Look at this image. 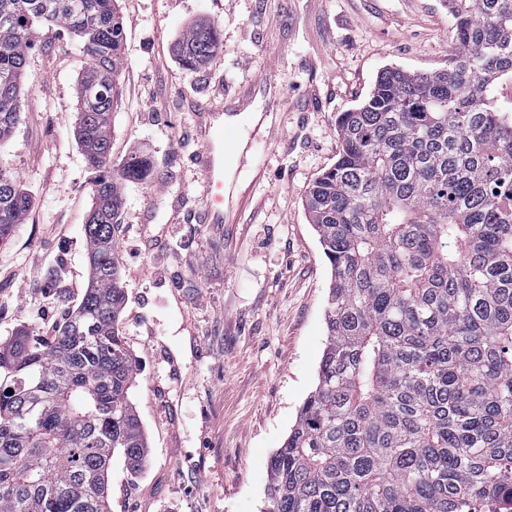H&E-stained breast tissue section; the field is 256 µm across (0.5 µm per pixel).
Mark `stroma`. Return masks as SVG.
I'll list each match as a JSON object with an SVG mask.
<instances>
[{
	"instance_id": "obj_1",
	"label": "stroma",
	"mask_w": 512,
	"mask_h": 512,
	"mask_svg": "<svg viewBox=\"0 0 512 512\" xmlns=\"http://www.w3.org/2000/svg\"><path fill=\"white\" fill-rule=\"evenodd\" d=\"M122 100L112 116V167L151 162L124 183L115 258L126 305L120 334L137 356L131 397L148 439L137 477L114 462L112 512H263L268 464L318 383L331 270L303 206L331 167L338 113L370 94L386 67L432 72L448 63L444 0H119ZM222 47L189 70L174 46L198 22ZM276 60L270 82L257 78ZM78 43L33 39L21 121L0 146L31 205L0 243V340L27 328L53 335L88 282L84 225L91 172L77 143ZM248 168L224 178L247 201L236 223L204 221L188 99L234 96ZM150 161L140 155L126 159L121 168V179L129 182L145 181L150 173Z\"/></svg>"
}]
</instances>
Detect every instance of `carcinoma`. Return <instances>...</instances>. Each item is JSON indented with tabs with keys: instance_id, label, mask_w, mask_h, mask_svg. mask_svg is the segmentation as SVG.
<instances>
[{
	"instance_id": "carcinoma-1",
	"label": "carcinoma",
	"mask_w": 512,
	"mask_h": 512,
	"mask_svg": "<svg viewBox=\"0 0 512 512\" xmlns=\"http://www.w3.org/2000/svg\"><path fill=\"white\" fill-rule=\"evenodd\" d=\"M117 2L0 0V143L21 120L30 37L63 29L89 59L77 135L96 173L80 307L53 336L20 330L0 346V512H111L114 460L132 476L147 463L129 397L138 360L117 328ZM449 2L448 65L383 70L337 116L336 163L306 193L332 273L327 335L318 384L271 458L264 512H512V111L493 94L512 77V0ZM220 46L198 23L177 51L193 70ZM149 173L134 155L121 180ZM29 207L0 166V241Z\"/></svg>"
}]
</instances>
